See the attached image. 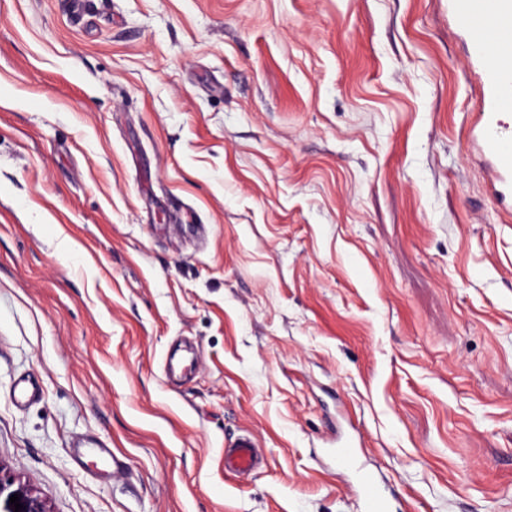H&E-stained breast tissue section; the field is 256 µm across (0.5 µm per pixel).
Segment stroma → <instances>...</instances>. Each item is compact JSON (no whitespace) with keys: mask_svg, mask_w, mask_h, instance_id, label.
<instances>
[{"mask_svg":"<svg viewBox=\"0 0 512 512\" xmlns=\"http://www.w3.org/2000/svg\"><path fill=\"white\" fill-rule=\"evenodd\" d=\"M465 44L448 0H0V466L50 512H359L353 427L389 512H512ZM262 456L252 438L243 436L224 448V470L237 476L249 474L260 466Z\"/></svg>","mask_w":512,"mask_h":512,"instance_id":"obj_1","label":"stroma"}]
</instances>
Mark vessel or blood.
<instances>
[{"mask_svg": "<svg viewBox=\"0 0 512 512\" xmlns=\"http://www.w3.org/2000/svg\"><path fill=\"white\" fill-rule=\"evenodd\" d=\"M450 11L466 25L467 61L479 81V110L470 129L471 141L499 162L492 184L494 195H512V125L505 121V106L512 103V55L501 52L494 35L485 32L481 0H452ZM261 463L262 456L250 437H240L224 450V469L234 475L249 474ZM358 499L363 512H387L370 477L361 478Z\"/></svg>", "mask_w": 512, "mask_h": 512, "instance_id": "1", "label": "vessel or blood"}]
</instances>
